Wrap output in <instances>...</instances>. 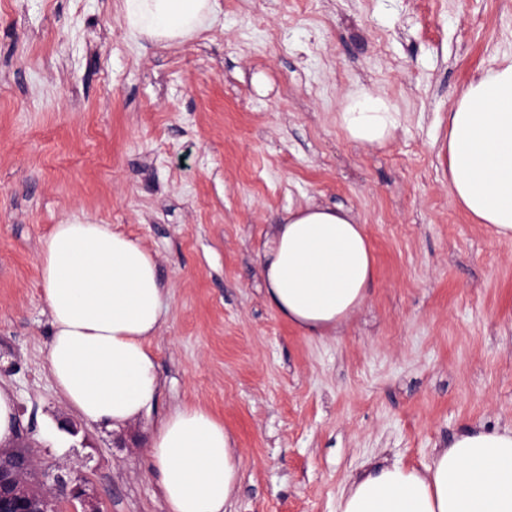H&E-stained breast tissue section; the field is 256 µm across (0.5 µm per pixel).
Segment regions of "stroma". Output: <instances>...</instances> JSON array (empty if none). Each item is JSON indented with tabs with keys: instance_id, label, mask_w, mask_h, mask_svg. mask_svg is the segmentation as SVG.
<instances>
[{
	"instance_id": "obj_1",
	"label": "stroma",
	"mask_w": 512,
	"mask_h": 512,
	"mask_svg": "<svg viewBox=\"0 0 512 512\" xmlns=\"http://www.w3.org/2000/svg\"><path fill=\"white\" fill-rule=\"evenodd\" d=\"M211 4L166 42L122 0H0V383L37 475L65 468L99 512H164L148 432L183 404L242 455L232 512H337L374 461L420 469L466 428L512 427V239L454 202L443 149L455 99L512 61V0ZM363 90L399 114L383 144L337 123ZM311 198L357 214L374 254L335 336L260 289L272 217ZM85 219L141 242L168 288L163 396L112 432L46 371L39 253Z\"/></svg>"
}]
</instances>
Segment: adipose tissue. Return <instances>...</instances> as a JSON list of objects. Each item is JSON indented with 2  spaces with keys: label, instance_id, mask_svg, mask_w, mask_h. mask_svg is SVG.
<instances>
[{
  "label": "adipose tissue",
  "instance_id": "obj_1",
  "mask_svg": "<svg viewBox=\"0 0 512 512\" xmlns=\"http://www.w3.org/2000/svg\"><path fill=\"white\" fill-rule=\"evenodd\" d=\"M209 0H122L132 32L183 38L202 26ZM338 122L352 141L380 145L397 113L370 93L350 99ZM448 170L456 202L476 223L512 237V62L474 79L448 114ZM265 295L311 336L338 329L363 304L374 255L364 227L316 200L273 225L262 260ZM39 271L52 327L48 374L86 422L108 431L157 404L163 383L151 341L165 322L155 257L111 225H55ZM151 467L166 512H231L241 458L207 409L180 406L152 429ZM339 512H512V427L470 428L424 469L373 463Z\"/></svg>",
  "mask_w": 512,
  "mask_h": 512
}]
</instances>
